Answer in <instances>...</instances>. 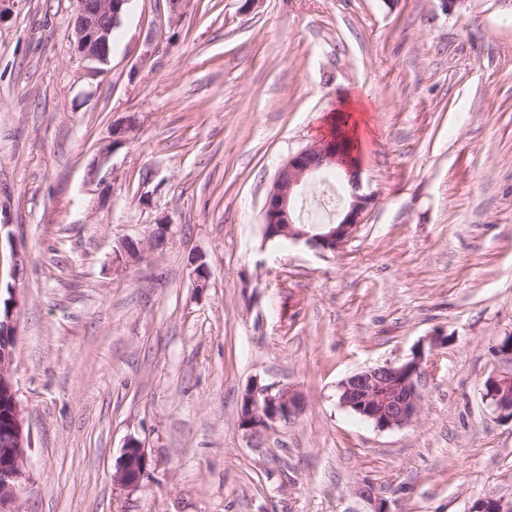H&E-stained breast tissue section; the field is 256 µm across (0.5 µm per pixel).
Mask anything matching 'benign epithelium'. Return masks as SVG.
I'll return each mask as SVG.
<instances>
[{
    "label": "benign epithelium",
    "mask_w": 512,
    "mask_h": 512,
    "mask_svg": "<svg viewBox=\"0 0 512 512\" xmlns=\"http://www.w3.org/2000/svg\"><path fill=\"white\" fill-rule=\"evenodd\" d=\"M187 0H159L160 17L170 26L177 24ZM126 0H76L72 18V37L75 52L87 65V73L99 77L108 63L112 21L120 18ZM137 124L129 115L112 125V140L102 149L101 158L108 157L122 145ZM346 174L352 186L347 204L334 224L321 225V232L311 235L294 224L291 207L302 184L310 176L328 169ZM372 202V196L361 192V180L352 142L344 134L317 141L292 155L279 170L264 209L266 236H284L322 250H336L351 236ZM144 244L132 239L114 251L112 267L121 271L142 257ZM27 266L18 250L12 251L7 308L0 307V392L11 396L9 411L4 414L6 433L0 441V506L13 501L20 490L26 448L30 434L17 399L12 375L15 343L14 315L19 303L17 291L24 283ZM424 370L422 356L401 363H386L357 372L339 386L340 402L351 411L361 414L381 430L410 424L419 414ZM485 396L499 412L500 418L512 421V373L490 376L484 384ZM300 393L289 387L263 385L255 380L241 394L239 426L253 439L261 437L281 422H288L302 409ZM149 477L144 446L130 438L117 462L115 481L124 487H136ZM355 496L363 503V512H389L385 500L374 485L360 484ZM470 512H512V500L484 498L473 504Z\"/></svg>",
    "instance_id": "7a95c632"
}]
</instances>
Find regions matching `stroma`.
Listing matches in <instances>:
<instances>
[{
    "label": "stroma",
    "mask_w": 512,
    "mask_h": 512,
    "mask_svg": "<svg viewBox=\"0 0 512 512\" xmlns=\"http://www.w3.org/2000/svg\"><path fill=\"white\" fill-rule=\"evenodd\" d=\"M75 7L0 21V267L28 266L12 371L32 443L9 512H359L366 481L389 512L512 499V422L483 397L512 371V7L188 0L148 59L158 5L131 0L99 77ZM342 112L362 224L333 252L266 238L279 169ZM128 238L144 256L113 271ZM419 351L413 423L340 403L347 377ZM254 380L304 398L257 440L237 423ZM131 438L149 478L125 488ZM137 124L136 117L133 115H129L122 120L116 122L112 126V140H110L109 144L102 149L101 158L105 159L111 154L118 146L122 145L130 133L134 130ZM149 477L144 446L134 439H128L117 462L115 481L124 487H136Z\"/></svg>",
    "instance_id": "stroma-1"
}]
</instances>
